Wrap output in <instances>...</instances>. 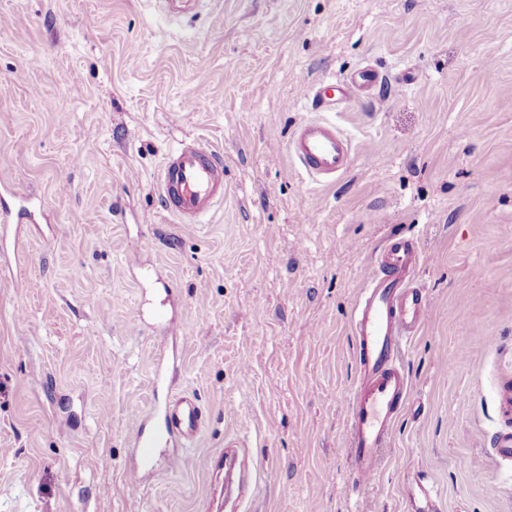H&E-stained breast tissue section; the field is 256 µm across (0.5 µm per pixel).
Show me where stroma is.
<instances>
[{
  "label": "stroma",
  "mask_w": 512,
  "mask_h": 512,
  "mask_svg": "<svg viewBox=\"0 0 512 512\" xmlns=\"http://www.w3.org/2000/svg\"><path fill=\"white\" fill-rule=\"evenodd\" d=\"M367 65L379 102L324 115L351 168L317 182L287 137L314 83ZM194 138L224 154V200L182 224L157 174ZM10 184L49 220L25 226L23 264L0 257V512H219L232 439L254 463L248 512H422L420 485L441 512H512L493 453L512 433V0H0L15 210ZM394 230L430 256L431 312L357 488L351 320ZM161 355L179 370L156 388ZM181 393L206 414L189 462L145 473L134 421Z\"/></svg>",
  "instance_id": "stroma-1"
}]
</instances>
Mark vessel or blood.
I'll use <instances>...</instances> for the list:
<instances>
[{"label":"vessel or blood","instance_id":"b4317fda","mask_svg":"<svg viewBox=\"0 0 512 512\" xmlns=\"http://www.w3.org/2000/svg\"><path fill=\"white\" fill-rule=\"evenodd\" d=\"M384 76L364 66L339 81L316 86L312 109H332L362 91L381 88ZM290 154L310 177L333 180L353 161L349 139L332 122H302L288 139ZM163 208L179 223L194 224L224 198V159L209 145L192 140L169 153L158 178ZM425 261L416 241L393 235L377 256L352 316L359 357V382L348 399L347 447L357 486H367L380 472L379 448L391 438L398 408L410 392V380L399 358L425 322L430 306L414 273ZM163 426L135 422L132 443L142 467H151L165 443L181 449L168 458L169 467L186 461L204 425V409L196 396L174 397L163 410Z\"/></svg>","mask_w":512,"mask_h":512}]
</instances>
